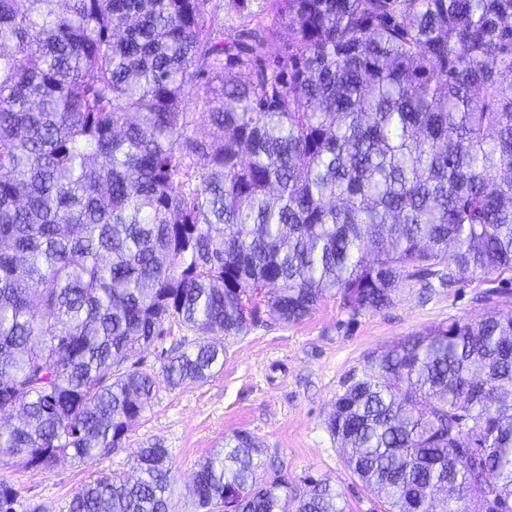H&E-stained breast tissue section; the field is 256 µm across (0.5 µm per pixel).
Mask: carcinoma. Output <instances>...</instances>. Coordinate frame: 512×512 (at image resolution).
I'll use <instances>...</instances> for the list:
<instances>
[{
	"label": "carcinoma",
	"mask_w": 512,
	"mask_h": 512,
	"mask_svg": "<svg viewBox=\"0 0 512 512\" xmlns=\"http://www.w3.org/2000/svg\"><path fill=\"white\" fill-rule=\"evenodd\" d=\"M250 2L224 0L223 33L207 0H0V412L21 417L1 463L111 453L265 309L354 318L512 272V0ZM174 328L161 371L130 363ZM325 428L384 512H512V315L393 343ZM260 456L228 438L198 508L343 512L319 479L260 480ZM133 461L69 512H169V450ZM0 512L51 510L1 477Z\"/></svg>",
	"instance_id": "carcinoma-1"
}]
</instances>
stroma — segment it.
Masks as SVG:
<instances>
[{
    "instance_id": "35a3bbf8",
    "label": "stroma",
    "mask_w": 512,
    "mask_h": 512,
    "mask_svg": "<svg viewBox=\"0 0 512 512\" xmlns=\"http://www.w3.org/2000/svg\"><path fill=\"white\" fill-rule=\"evenodd\" d=\"M489 287L475 280L453 292L408 288L391 307L354 319L333 298L300 323L273 322L225 339L220 372L203 384L160 388L119 449L84 463L64 457L50 470L1 463L0 476L13 481L22 501L68 512L72 496L98 473L131 474L136 448L157 440L169 450L174 475L171 512H196L198 463L223 449L225 438L247 431L261 443L263 478L282 475L300 492L314 477L340 493L344 512H383L325 428L332 402L352 378L370 372L373 355L386 346L451 317L480 316L479 298Z\"/></svg>"
}]
</instances>
